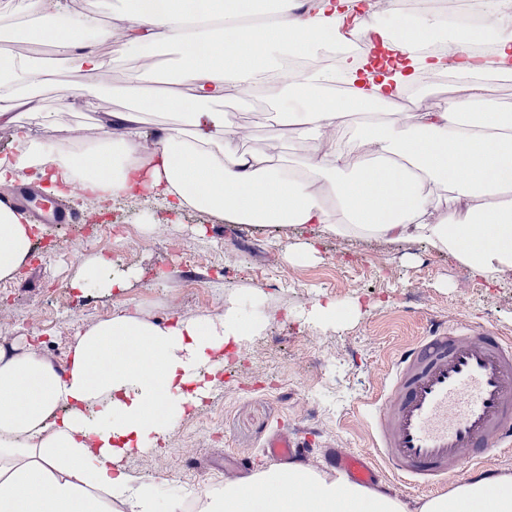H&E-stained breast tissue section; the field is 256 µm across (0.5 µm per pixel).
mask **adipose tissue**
Listing matches in <instances>:
<instances>
[{"instance_id":"ef3b65f1","label":"adipose tissue","mask_w":512,"mask_h":512,"mask_svg":"<svg viewBox=\"0 0 512 512\" xmlns=\"http://www.w3.org/2000/svg\"><path fill=\"white\" fill-rule=\"evenodd\" d=\"M346 2L205 0L202 13L216 22L199 26L190 0H125L115 33L95 14L58 12L56 0H0L1 13L26 18L28 41L52 46L85 76L98 73L99 46L115 36L144 62L124 88L136 111L109 114L87 152L70 156L41 142L16 114L30 107L29 89L48 83L47 70L22 54L1 65L0 123L15 125L18 155L0 163V184L30 169L55 194L147 192L176 213L192 205L235 224L292 227L319 240L419 242L486 282L512 277V112L478 108L485 78L512 72V25L503 24L512 0H481L483 15L496 20L485 32L492 60L476 61L465 44L450 55L424 52L441 19L401 21L390 41L393 76L368 92L325 98L323 85L340 73L355 77L362 60L341 54L335 67L301 76L284 61L314 55L324 35L340 33ZM161 46L179 56L178 90L152 94L150 61ZM446 68L459 85L440 109L420 104L398 119L373 111L374 100L391 101L412 75ZM231 97L274 99L276 120L309 147L302 161L245 148L220 110ZM156 104L183 120L156 131L148 153L142 114ZM446 194L455 210H442ZM36 240L35 224L0 208V280L14 276ZM138 276L113 275L111 261L90 256L70 287L121 292ZM267 321L237 298L216 319L148 320L122 307L77 330L60 368L36 345L0 346V512H404L396 498L303 463L167 499L126 469L129 457L163 452L174 424L220 386L230 349ZM133 342L141 350L134 362ZM421 512H512V477L461 482Z\"/></svg>"}]
</instances>
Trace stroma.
Masks as SVG:
<instances>
[{
    "label": "stroma",
    "instance_id": "35a3bbf8",
    "mask_svg": "<svg viewBox=\"0 0 512 512\" xmlns=\"http://www.w3.org/2000/svg\"><path fill=\"white\" fill-rule=\"evenodd\" d=\"M106 60L95 77L83 79L81 97L66 105L54 86L32 92L38 112L57 115L54 126L24 114L37 137L61 145L94 128L107 112L134 106L123 88L139 60L102 45ZM229 120L244 134L245 146L300 160L307 146L272 119L271 101L224 104ZM120 236L87 224L41 227L48 242L36 260L14 278L0 280V346L22 343L35 328L47 329L43 356L63 366L75 332L108 318L118 304L142 317L171 313L218 318L230 293L250 300L265 295L271 324L245 340L224 364L221 390L171 432L164 453L131 459L134 476L158 482L162 496L187 488H217L227 481L226 460L251 470L274 465L264 443L277 429L307 445L308 462L330 468L331 450L375 455L369 435L367 398L377 395L396 356L425 335L430 320L462 321L512 338V285H490L471 275L454 257L421 243L361 238L317 241L290 227L230 224L161 204L129 207L115 201L101 208ZM313 248V259L289 262L291 249ZM105 256L114 269L134 268L141 278L111 295L71 292L78 272L73 253ZM193 256L185 267L184 256ZM334 301L336 326L321 332L308 322L313 301Z\"/></svg>",
    "mask_w": 512,
    "mask_h": 512
}]
</instances>
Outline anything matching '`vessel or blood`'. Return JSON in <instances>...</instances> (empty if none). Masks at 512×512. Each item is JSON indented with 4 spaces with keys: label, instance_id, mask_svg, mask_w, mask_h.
<instances>
[{
    "label": "vessel or blood",
    "instance_id": "vessel-or-blood-1",
    "mask_svg": "<svg viewBox=\"0 0 512 512\" xmlns=\"http://www.w3.org/2000/svg\"><path fill=\"white\" fill-rule=\"evenodd\" d=\"M44 224H70L65 204L30 183L0 195V206ZM378 458L336 452L347 482L374 486L378 467L430 489L447 482L464 463L512 446V341L490 329L434 322L426 336L402 350L372 414ZM268 455L303 456L300 439L275 432Z\"/></svg>",
    "mask_w": 512,
    "mask_h": 512
}]
</instances>
